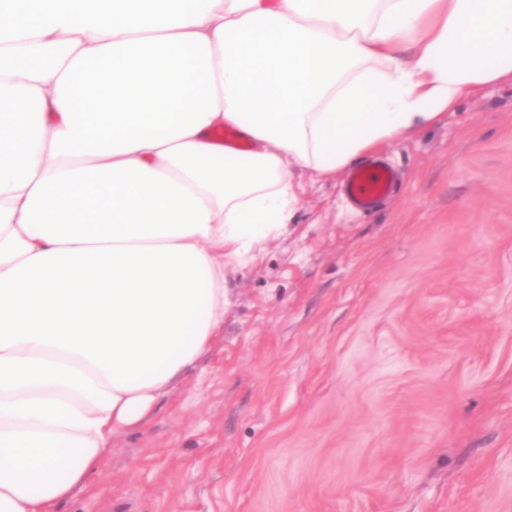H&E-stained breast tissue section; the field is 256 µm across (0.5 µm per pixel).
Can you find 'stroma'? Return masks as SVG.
<instances>
[{
  "instance_id": "obj_1",
  "label": "stroma",
  "mask_w": 512,
  "mask_h": 512,
  "mask_svg": "<svg viewBox=\"0 0 512 512\" xmlns=\"http://www.w3.org/2000/svg\"><path fill=\"white\" fill-rule=\"evenodd\" d=\"M377 153L369 213L295 173L211 350L57 512H512V76Z\"/></svg>"
}]
</instances>
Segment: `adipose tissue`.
<instances>
[{
	"instance_id": "obj_1",
	"label": "adipose tissue",
	"mask_w": 512,
	"mask_h": 512,
	"mask_svg": "<svg viewBox=\"0 0 512 512\" xmlns=\"http://www.w3.org/2000/svg\"><path fill=\"white\" fill-rule=\"evenodd\" d=\"M508 75L512 0H0V512H56L210 350L295 171Z\"/></svg>"
}]
</instances>
